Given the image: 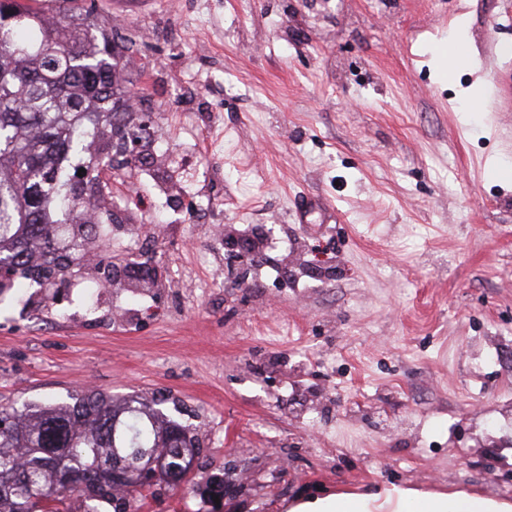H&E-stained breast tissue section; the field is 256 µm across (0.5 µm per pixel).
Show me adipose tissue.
Listing matches in <instances>:
<instances>
[{"label":"adipose tissue","instance_id":"ef3b65f1","mask_svg":"<svg viewBox=\"0 0 512 512\" xmlns=\"http://www.w3.org/2000/svg\"><path fill=\"white\" fill-rule=\"evenodd\" d=\"M512 512V504L466 491L431 492L392 487L375 493L339 491L301 499L289 512Z\"/></svg>","mask_w":512,"mask_h":512}]
</instances>
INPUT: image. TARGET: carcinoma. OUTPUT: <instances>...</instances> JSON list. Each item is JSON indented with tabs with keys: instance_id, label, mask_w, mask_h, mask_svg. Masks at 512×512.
Returning <instances> with one entry per match:
<instances>
[{
	"instance_id": "cac0c4a2",
	"label": "carcinoma",
	"mask_w": 512,
	"mask_h": 512,
	"mask_svg": "<svg viewBox=\"0 0 512 512\" xmlns=\"http://www.w3.org/2000/svg\"><path fill=\"white\" fill-rule=\"evenodd\" d=\"M106 29L90 32L81 14L63 11L48 21L30 4L0 0V268L47 288L52 268L84 257L83 239L96 225L78 228L75 247L42 265L39 243L54 253L52 215L75 218L70 163L88 153V138L110 130L129 133L124 52ZM112 157L85 161L86 185ZM198 455L195 437L147 404L87 391L71 402L0 408V512H63L66 493L89 501L112 497L131 469L144 485L164 460L168 483L178 484Z\"/></svg>"
}]
</instances>
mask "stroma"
I'll use <instances>...</instances> for the list:
<instances>
[{"instance_id":"obj_1","label":"stroma","mask_w":512,"mask_h":512,"mask_svg":"<svg viewBox=\"0 0 512 512\" xmlns=\"http://www.w3.org/2000/svg\"><path fill=\"white\" fill-rule=\"evenodd\" d=\"M149 119L97 194L138 288L0 304V406L95 390L200 445L101 512H286L392 485L512 503V0H74ZM453 42L473 67L443 76Z\"/></svg>"}]
</instances>
